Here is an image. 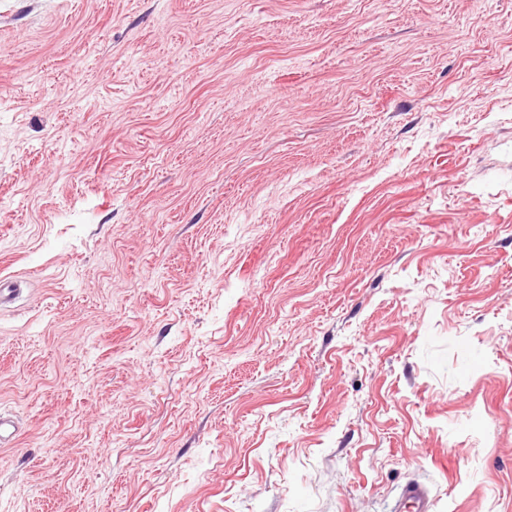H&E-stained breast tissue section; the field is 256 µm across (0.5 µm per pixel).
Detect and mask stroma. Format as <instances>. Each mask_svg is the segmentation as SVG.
I'll list each match as a JSON object with an SVG mask.
<instances>
[{"label": "stroma", "instance_id": "stroma-1", "mask_svg": "<svg viewBox=\"0 0 512 512\" xmlns=\"http://www.w3.org/2000/svg\"><path fill=\"white\" fill-rule=\"evenodd\" d=\"M0 512H512V0H0ZM393 510L395 512H432L433 504L427 488L417 482L406 484Z\"/></svg>", "mask_w": 512, "mask_h": 512}]
</instances>
